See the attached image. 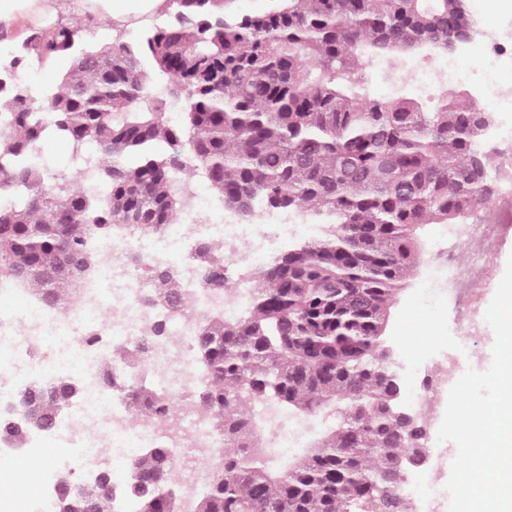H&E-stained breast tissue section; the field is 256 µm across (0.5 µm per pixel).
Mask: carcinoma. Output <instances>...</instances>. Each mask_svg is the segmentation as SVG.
<instances>
[{
	"label": "carcinoma",
	"mask_w": 512,
	"mask_h": 512,
	"mask_svg": "<svg viewBox=\"0 0 512 512\" xmlns=\"http://www.w3.org/2000/svg\"><path fill=\"white\" fill-rule=\"evenodd\" d=\"M229 0H169L166 18L137 40L84 42L85 24L35 28L0 55V276L36 287L47 306L74 301L94 277V240L120 225L160 233L187 206L190 168L224 208L308 214L325 235L298 240L252 275L244 313L205 319L194 348L206 377L199 410L224 437L195 512H408L401 455L426 449L385 347L432 224H466L495 197V113L442 84L418 100L379 98L365 73L395 60L427 62L472 25L456 0H273L236 18ZM62 62L46 97L17 82L27 62ZM183 121L168 122L170 102ZM91 146L100 189L41 159L50 138ZM81 214L63 223L73 207ZM83 258L76 267L69 256ZM192 259L225 287L224 255L207 242ZM153 299L182 306L169 267H147ZM109 390L165 416L171 400L103 368ZM19 393L0 411V439L50 424L83 395L75 379ZM273 404L335 424L300 457L269 447L251 412ZM172 449H140L136 478L90 501L60 485L53 512H178Z\"/></svg>",
	"instance_id": "obj_1"
}]
</instances>
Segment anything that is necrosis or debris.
Returning <instances> with one entry per match:
<instances>
[{
  "instance_id": "4bbe7bcc",
  "label": "necrosis or debris",
  "mask_w": 512,
  "mask_h": 512,
  "mask_svg": "<svg viewBox=\"0 0 512 512\" xmlns=\"http://www.w3.org/2000/svg\"><path fill=\"white\" fill-rule=\"evenodd\" d=\"M477 71L462 70L455 59L433 56L423 71L407 70L423 92L441 82L462 83L481 75L479 94L503 112H512V21L487 28L477 55ZM296 227L279 219L269 224H236L220 201L202 196L201 186L184 212L160 235L143 236L117 228L111 238L99 239L98 274L83 288L80 298L63 307L40 303L32 286L0 276V399L35 379L76 378L85 386L82 401L70 405L60 418V434L27 432L21 447L31 455L54 452L76 456L80 467L94 471L114 462L115 449L148 448L163 442L175 450V481L182 496V512H194L206 487L218 440L209 417L194 407L202 374L193 349L199 321L221 313L232 317L245 307L254 288L249 268L261 263ZM512 231L507 224L477 219L450 228L453 253L448 265V300L453 322L469 336L482 335L484 322L473 312L486 272L476 254L492 253L499 238ZM218 252H232V292L209 288L191 253L199 242ZM171 268L184 296L180 310L149 303L152 283L130 269L128 258ZM165 322L167 335L156 340L152 329ZM95 343H86L88 335ZM466 347L440 348L431 355L428 375L412 394V406L422 414L427 429L440 427L444 409L441 395L456 382ZM127 381L147 374L152 386L171 396L175 409L167 423L133 412L124 398L109 395L102 384V365Z\"/></svg>"
}]
</instances>
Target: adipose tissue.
Returning a JSON list of instances; mask_svg holds the SVG:
<instances>
[{
	"label": "adipose tissue",
	"mask_w": 512,
	"mask_h": 512,
	"mask_svg": "<svg viewBox=\"0 0 512 512\" xmlns=\"http://www.w3.org/2000/svg\"><path fill=\"white\" fill-rule=\"evenodd\" d=\"M167 8V0H0V39L13 40L29 28L53 26L63 15H104L130 28L164 14Z\"/></svg>",
	"instance_id": "adipose-tissue-1"
}]
</instances>
